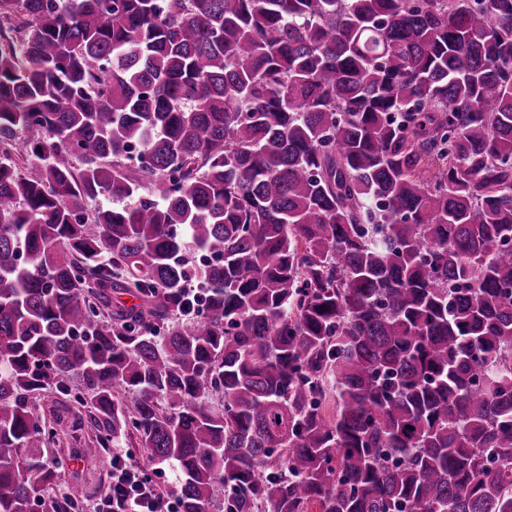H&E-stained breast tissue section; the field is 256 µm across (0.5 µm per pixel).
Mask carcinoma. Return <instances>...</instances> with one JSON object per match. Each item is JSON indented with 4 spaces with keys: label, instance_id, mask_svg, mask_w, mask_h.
Listing matches in <instances>:
<instances>
[{
    "label": "carcinoma",
    "instance_id": "cac0c4a2",
    "mask_svg": "<svg viewBox=\"0 0 512 512\" xmlns=\"http://www.w3.org/2000/svg\"><path fill=\"white\" fill-rule=\"evenodd\" d=\"M53 389L180 512H512V0H0V512Z\"/></svg>",
    "mask_w": 512,
    "mask_h": 512
}]
</instances>
